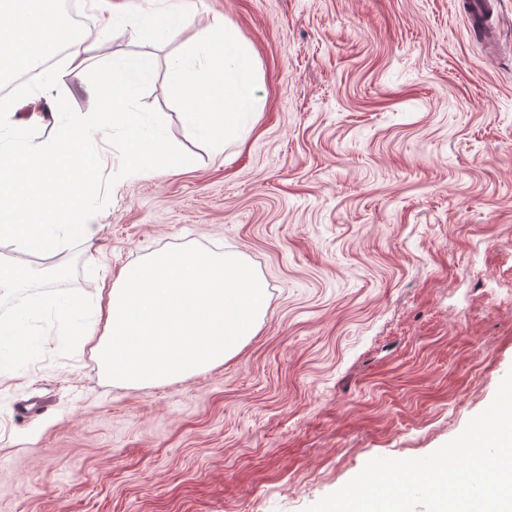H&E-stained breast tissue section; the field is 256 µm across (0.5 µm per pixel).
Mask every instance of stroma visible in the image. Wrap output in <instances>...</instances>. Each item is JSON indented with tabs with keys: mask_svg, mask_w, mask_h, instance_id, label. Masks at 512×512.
<instances>
[{
	"mask_svg": "<svg viewBox=\"0 0 512 512\" xmlns=\"http://www.w3.org/2000/svg\"><path fill=\"white\" fill-rule=\"evenodd\" d=\"M253 48L261 108L223 152L193 137L169 79L180 40L122 35L141 98L188 161L101 187L72 287L196 245L267 289L224 363L149 387L91 346L0 376V512H304L371 459L426 456L512 370V0L498 52L467 0H204ZM48 409L21 416L27 402Z\"/></svg>",
	"mask_w": 512,
	"mask_h": 512,
	"instance_id": "35a3bbf8",
	"label": "stroma"
}]
</instances>
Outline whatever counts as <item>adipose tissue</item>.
I'll return each mask as SVG.
<instances>
[{"label": "adipose tissue", "mask_w": 512, "mask_h": 512, "mask_svg": "<svg viewBox=\"0 0 512 512\" xmlns=\"http://www.w3.org/2000/svg\"><path fill=\"white\" fill-rule=\"evenodd\" d=\"M199 0H147L145 7L115 8L111 0H92L100 24L92 36L72 29L59 0H0V79L31 65H43L40 81L23 103L0 99V240L23 252L52 258L73 243L92 242L91 218L100 203L103 146L120 137L127 155L125 173L146 177L185 165L155 113L140 97L154 73L139 53L112 57L92 72L86 60L115 32L156 40L181 38L168 74L186 105L189 132L223 151L229 136L248 134L259 108L255 95L258 62L224 16L204 28L193 17ZM65 54L64 69L45 63ZM78 81L92 101L84 112L68 108L66 89ZM26 117H18L19 106ZM46 129L35 140L34 129Z\"/></svg>", "instance_id": "1"}]
</instances>
